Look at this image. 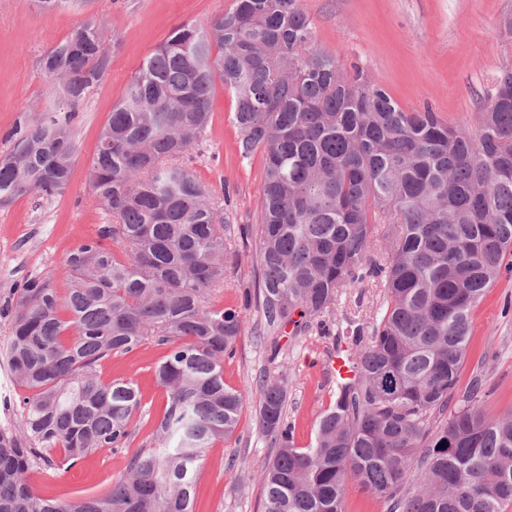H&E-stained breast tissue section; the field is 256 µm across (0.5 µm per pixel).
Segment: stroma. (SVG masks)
<instances>
[{"instance_id":"1","label":"stroma","mask_w":512,"mask_h":512,"mask_svg":"<svg viewBox=\"0 0 512 512\" xmlns=\"http://www.w3.org/2000/svg\"><path fill=\"white\" fill-rule=\"evenodd\" d=\"M318 47L357 66L382 84L407 112L431 108L449 124L469 129L493 93L497 77L512 70V0H301ZM232 0H67L45 14L35 0H0V158L13 148L8 134L32 118L51 115L58 95L42 70L44 54L67 39L83 21L104 26L111 64L104 79L79 107L73 126L77 159L65 192L51 199L30 193L0 207V305L32 276L48 279L58 291L68 282L60 269L65 253L96 237L111 218L91 200L87 170L99 134L132 74L173 30L203 23L225 12ZM235 101L223 85L212 93V121L192 150L197 179L220 197L234 248L224 265V289L213 304L238 302L254 287L256 226L264 159L241 161L233 124ZM383 291L374 283L347 288L322 326L296 336L257 333L259 309L249 321L233 358L224 363V381L241 391L244 404L235 435L206 451L196 492L195 512H261L259 473L276 452L255 429L260 375L285 378L286 418L297 445L314 437V421L335 399L336 382L328 364L350 345L349 322L372 321L380 313ZM165 350L145 341L135 351L102 361L104 381L133 380L141 392L134 430L126 449L91 454L72 467L29 480L45 497L78 498L106 493L126 471L133 451L154 444V430L167 396L154 375ZM481 380L483 409L497 418L512 411V273L501 277L472 314L470 353L457 388Z\"/></svg>"}]
</instances>
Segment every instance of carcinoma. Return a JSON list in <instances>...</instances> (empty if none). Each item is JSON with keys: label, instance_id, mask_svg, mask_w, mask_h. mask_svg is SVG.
Instances as JSON below:
<instances>
[{"label": "carcinoma", "instance_id": "obj_1", "mask_svg": "<svg viewBox=\"0 0 512 512\" xmlns=\"http://www.w3.org/2000/svg\"><path fill=\"white\" fill-rule=\"evenodd\" d=\"M109 64L94 21L44 54L63 117L15 132L0 160L1 206L66 190L72 124ZM218 81L236 102L241 159H265L260 278L242 305L219 308L209 297L224 287L228 219L190 156ZM88 188L112 223L63 257L65 295L30 277L10 311L6 360L28 396L21 427L0 430V512H195L206 449L233 435L244 404L224 382V358L251 302L268 329L297 334L365 281L384 288L381 316L350 332L365 342L358 373L337 383L308 446L285 420L286 380H259L256 428L277 445L260 472L262 512H345L351 482L387 512L512 505V413L487 418L473 385L448 414L472 312L512 254L511 71L476 128L452 126L429 109L403 111L364 70L318 48L300 0H233L143 61L101 130ZM147 338L166 348L155 446L134 452L103 495H39L28 473L128 446L139 389L103 381L98 367Z\"/></svg>", "mask_w": 512, "mask_h": 512}]
</instances>
